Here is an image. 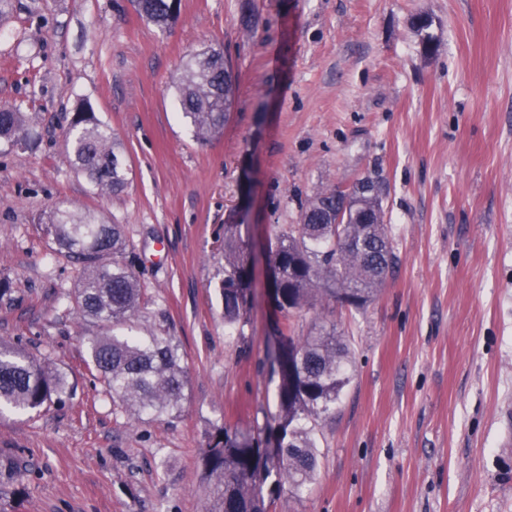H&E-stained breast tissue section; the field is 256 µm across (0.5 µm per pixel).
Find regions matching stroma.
I'll use <instances>...</instances> for the list:
<instances>
[{
	"label": "stroma",
	"mask_w": 512,
	"mask_h": 512,
	"mask_svg": "<svg viewBox=\"0 0 512 512\" xmlns=\"http://www.w3.org/2000/svg\"><path fill=\"white\" fill-rule=\"evenodd\" d=\"M204 45L236 91L200 144L171 85ZM1 103L40 118L34 150L0 142V338L75 392L0 411V512H205L207 431L276 410L267 240L363 177L384 184L398 266L363 309L325 301L295 318L299 336L335 324L353 376L319 427L315 482L268 512H512V0H180L163 28L131 0H9ZM80 103L124 146L118 194L65 157ZM60 204L122 226L144 288L128 327L178 345L177 418L138 416L88 369L109 326L73 314L78 267L39 222ZM238 213L254 265L242 342L221 293Z\"/></svg>",
	"instance_id": "1"
}]
</instances>
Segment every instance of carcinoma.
I'll return each instance as SVG.
<instances>
[{
  "instance_id": "cac0c4a2",
  "label": "carcinoma",
  "mask_w": 512,
  "mask_h": 512,
  "mask_svg": "<svg viewBox=\"0 0 512 512\" xmlns=\"http://www.w3.org/2000/svg\"><path fill=\"white\" fill-rule=\"evenodd\" d=\"M145 21L165 27L178 14V0H133ZM182 118L194 136L206 142L224 127L231 111L235 79L224 54L206 48L190 54L184 74L174 85ZM34 116L0 106V140L29 149L28 128ZM75 168L101 191L116 193L126 184L121 143L84 107L76 109L66 137ZM383 189L361 179L345 193L327 189L311 198L301 223L279 229L270 243L275 267V348L271 376L279 380L277 411L263 425L242 430L214 426L206 433L200 461L206 479V512H266L265 498L287 486L299 492L318 472L314 433L320 421L336 412V403L352 379V352L336 329L310 336L288 333L296 315L330 299L364 308L394 272L395 255L388 227L377 223L384 213ZM342 222H332L336 211ZM47 231L66 256L79 265L74 295L76 313L114 326L138 311L141 280L124 261L121 226L107 224L82 208L55 207L46 215ZM112 257L105 264L102 259ZM249 256L242 225H224V327L245 340L248 319L245 288ZM88 367L112 397L148 415L176 417L182 410L187 376L178 345L165 336L142 338L105 335L89 346ZM74 384L48 359L0 339V409L15 412L62 405Z\"/></svg>"
}]
</instances>
